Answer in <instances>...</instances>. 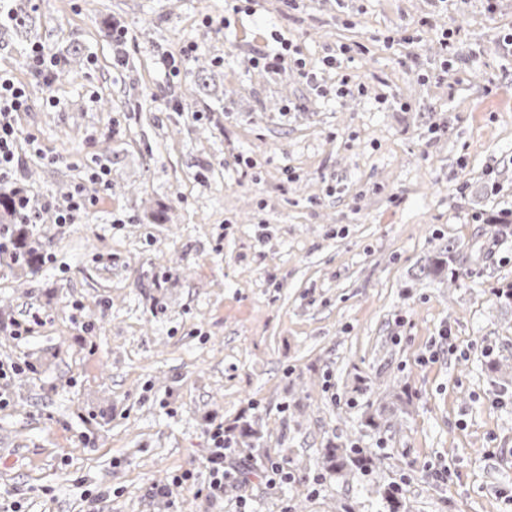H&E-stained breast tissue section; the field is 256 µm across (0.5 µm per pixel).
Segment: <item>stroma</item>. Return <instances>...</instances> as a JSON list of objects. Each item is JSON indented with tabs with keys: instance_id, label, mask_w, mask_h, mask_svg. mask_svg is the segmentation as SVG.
<instances>
[{
	"instance_id": "stroma-1",
	"label": "stroma",
	"mask_w": 512,
	"mask_h": 512,
	"mask_svg": "<svg viewBox=\"0 0 512 512\" xmlns=\"http://www.w3.org/2000/svg\"><path fill=\"white\" fill-rule=\"evenodd\" d=\"M31 3L84 60L48 94L0 49L39 146L23 182L56 206L101 163L112 187L41 225L39 270H0V362L31 365L0 381V512H383L390 482L408 512H512V0ZM281 35L305 69L256 64ZM453 239L458 284L420 275ZM246 423L290 483L173 482ZM347 439L374 473L327 469Z\"/></svg>"
}]
</instances>
